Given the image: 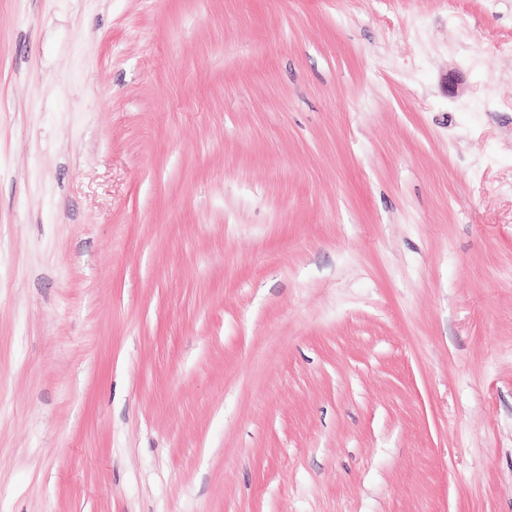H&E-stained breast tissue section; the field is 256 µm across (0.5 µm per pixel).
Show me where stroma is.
Returning a JSON list of instances; mask_svg holds the SVG:
<instances>
[{
	"label": "stroma",
	"instance_id": "1",
	"mask_svg": "<svg viewBox=\"0 0 512 512\" xmlns=\"http://www.w3.org/2000/svg\"><path fill=\"white\" fill-rule=\"evenodd\" d=\"M0 512H512V0H0Z\"/></svg>",
	"mask_w": 512,
	"mask_h": 512
}]
</instances>
